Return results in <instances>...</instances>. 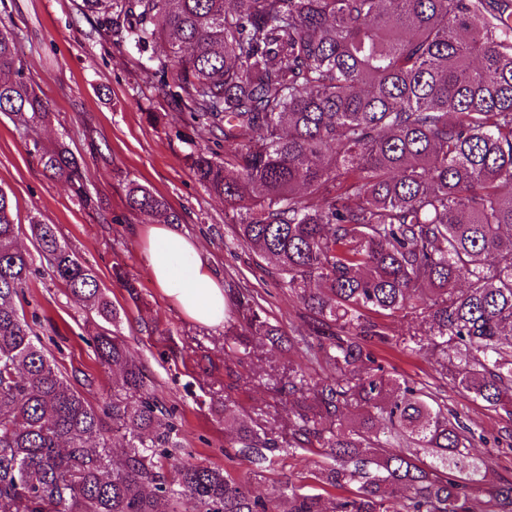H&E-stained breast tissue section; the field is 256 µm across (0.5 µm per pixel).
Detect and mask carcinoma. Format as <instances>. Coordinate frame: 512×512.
Segmentation results:
<instances>
[{
    "label": "carcinoma",
    "instance_id": "carcinoma-1",
    "mask_svg": "<svg viewBox=\"0 0 512 512\" xmlns=\"http://www.w3.org/2000/svg\"><path fill=\"white\" fill-rule=\"evenodd\" d=\"M175 119L215 147L186 159L205 191L236 212L234 238L273 264L310 310L284 337L254 297L230 294L224 348L242 366L247 338L318 341L334 373L288 372L291 453L322 456L321 492L253 494L230 472L185 460L180 425L121 338L118 313L53 224L30 230L51 279L111 328L93 343L116 368L94 406L29 322L33 259L18 245V203L0 188V512H512V480L474 495L485 461L475 432L434 392L387 374L370 350L384 326L414 324L410 350L446 353L445 375L512 415V0H82ZM162 50H156V46ZM0 113L47 124L0 27ZM43 171L96 211L63 144L26 142ZM124 204L147 223L182 215L130 180ZM257 467L281 451L257 423L225 422ZM124 451L112 452L109 434Z\"/></svg>",
    "mask_w": 512,
    "mask_h": 512
}]
</instances>
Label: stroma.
Wrapping results in <instances>:
<instances>
[{"mask_svg": "<svg viewBox=\"0 0 512 512\" xmlns=\"http://www.w3.org/2000/svg\"><path fill=\"white\" fill-rule=\"evenodd\" d=\"M0 24L16 35L25 74L53 110L36 137L48 146L64 143L83 159L100 207L99 214L89 213L66 184L49 178L27 154L24 132L0 115V188L17 199L22 243L33 247L29 218L38 215L56 225L61 241L95 272L120 315L127 346L156 381L161 404L176 413L183 457L228 470L257 494L288 483L302 486L304 476L317 467L316 456L280 452L263 472H254L247 460L225 456L224 418L252 422L261 416L276 436L287 438L293 414L277 403L279 380L297 364L313 380L326 375V368L301 363L287 347L259 344L240 369L238 388L225 390L223 327L187 319L155 287L141 257L143 219L124 212L122 182L138 181L166 197L183 216L178 232L199 242L203 259L224 283L252 290L269 321L295 335L308 311L272 265L234 244L231 211L200 186L185 163L191 147L211 144L208 130L173 123L170 103L132 65L131 50L102 34L81 0H5ZM115 214L123 215L122 223H101V216ZM34 264L42 273L26 291L25 310L37 316L35 329L61 371L93 404H103L112 394V374L101 367L92 345L101 322L86 303L51 280L42 258ZM116 266L135 280L136 296L114 279ZM385 327L386 340L374 342L372 349L386 370L427 384L480 435L474 452L486 460L487 485L511 478L512 417L443 379L442 353L425 358L409 353L408 319H386Z\"/></svg>", "mask_w": 512, "mask_h": 512, "instance_id": "35a3bbf8", "label": "stroma"}]
</instances>
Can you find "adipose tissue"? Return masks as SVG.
<instances>
[{
    "label": "adipose tissue",
    "mask_w": 512,
    "mask_h": 512,
    "mask_svg": "<svg viewBox=\"0 0 512 512\" xmlns=\"http://www.w3.org/2000/svg\"><path fill=\"white\" fill-rule=\"evenodd\" d=\"M144 259L155 285L188 319L206 326L224 322V287L203 261L199 243L169 225L148 227Z\"/></svg>",
    "instance_id": "ef3b65f1"
}]
</instances>
